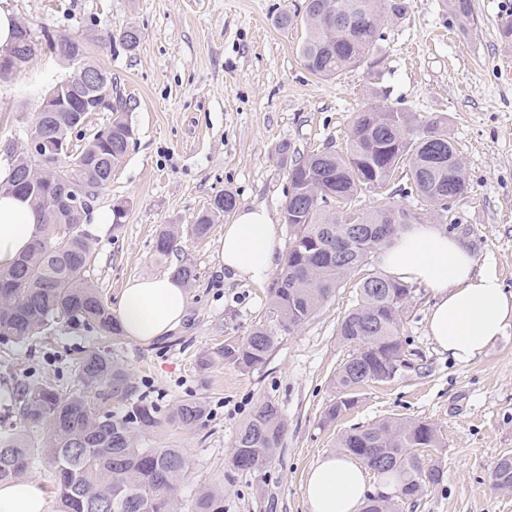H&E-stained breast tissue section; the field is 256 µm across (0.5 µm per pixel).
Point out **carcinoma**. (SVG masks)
<instances>
[{
  "label": "carcinoma",
  "mask_w": 512,
  "mask_h": 512,
  "mask_svg": "<svg viewBox=\"0 0 512 512\" xmlns=\"http://www.w3.org/2000/svg\"><path fill=\"white\" fill-rule=\"evenodd\" d=\"M409 7L410 0H306V37L299 46L304 67L331 77L369 59L378 49L385 19H400ZM322 8L345 24L321 21L317 14ZM448 9L462 26L473 21L470 0H448ZM47 43L67 63L73 47L89 60L79 38L63 45L50 37ZM110 128V138L92 137L80 151L58 159L32 157L22 148L10 155V174L0 182V191L29 198L42 218V231L13 266L0 269V344L5 354L14 345L41 337L55 318L114 339L121 336L102 294L86 276L92 253L91 236L83 229L86 215L69 210L57 194V184L64 179L93 197L112 181L130 133L120 102L112 110ZM75 129L73 113L39 111L25 138L67 139ZM278 154L289 162L283 223L291 228V236L276 274L281 286L270 289L273 324L260 322L245 338L227 339L206 351L198 360L202 369L216 362L242 371L264 364L277 330L289 331L313 318L348 275L366 270L378 250L419 219L418 212L399 206L375 208L354 218L348 210L359 193H384L406 167L417 197L427 203L431 215L445 220L451 197L468 189L448 130L436 121L414 125L410 113L386 105L376 93L356 112L347 151L290 159L284 144ZM236 206L233 192L216 195L192 224V234L207 237L215 220ZM178 234L173 225L161 227L156 257L174 251ZM409 294L407 285L376 272L360 279L357 303L338 328V336L353 352L336 369L337 395L327 410L328 420L358 403V387L391 379L393 365L404 354L400 329ZM72 364L68 390L42 378L13 387L4 410L19 415L22 429L0 431V449L8 450L0 454V482L17 480L44 463L57 487L59 512H180L177 487L188 470L183 451L142 447L138 439L166 422L196 427L204 419V407L185 399L160 414L146 396L136 394L126 369L98 346L81 351ZM110 401L124 405V412L105 408ZM43 425L50 428L51 437L40 443L33 432ZM283 433L278 407L261 404L238 429L235 468L263 471ZM338 447L391 478L398 496L405 499L443 479L442 469L426 465L417 452L442 447L438 429L424 421L389 418L353 428L340 435ZM493 480L512 486V454L497 461ZM195 512H224V494L215 489L200 493Z\"/></svg>",
  "instance_id": "1"
}]
</instances>
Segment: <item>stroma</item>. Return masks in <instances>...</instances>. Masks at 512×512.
<instances>
[{"instance_id":"stroma-1","label":"stroma","mask_w":512,"mask_h":512,"mask_svg":"<svg viewBox=\"0 0 512 512\" xmlns=\"http://www.w3.org/2000/svg\"><path fill=\"white\" fill-rule=\"evenodd\" d=\"M36 41L49 35L84 37L90 59L112 78L135 136L111 182L87 217L92 255L87 276L109 307L128 279L166 274L187 264L197 275L182 325L158 341H111L109 350L161 411L183 399L206 405L201 426L169 425L150 445L179 448L189 469L178 498L193 512L201 489L224 491V512H308L303 484L321 456L337 453L339 435L384 418L427 421L445 445L431 451L443 480L400 501L399 512H512V491L490 475L512 453V325L483 355L461 364L441 352L427 328L430 294L411 288L401 337L410 367L387 382L368 383L358 403L326 421L332 378L352 349L337 334L356 302L357 280L346 279L303 325L279 333L267 362L243 372L198 359L228 338L247 336L268 319V286L232 277L217 263L218 240L233 214L205 239L190 226L211 200L232 191L242 208L264 207L281 241L289 178L277 153L295 156L344 151L355 113L376 88L389 106L447 127L459 149L468 190L451 204L442 228L512 291V42L500 35L512 19V0H471L472 25L458 24L445 0H412L404 18L385 23L377 54L338 76L307 71L298 48L305 37V0H8ZM291 23L281 27L278 18ZM143 37L136 50L120 40L99 48L95 36L128 26ZM70 73L49 50L0 80V144L20 141L43 96ZM123 204L121 224L108 222ZM180 228L167 264L154 258L162 225ZM97 331L60 320L44 338L14 350L0 388L31 376L67 385L74 354L93 346ZM270 402L285 424L282 442L259 473L232 464L236 430Z\"/></svg>"}]
</instances>
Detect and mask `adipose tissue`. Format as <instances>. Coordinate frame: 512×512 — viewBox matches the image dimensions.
<instances>
[{
  "label": "adipose tissue",
  "mask_w": 512,
  "mask_h": 512,
  "mask_svg": "<svg viewBox=\"0 0 512 512\" xmlns=\"http://www.w3.org/2000/svg\"><path fill=\"white\" fill-rule=\"evenodd\" d=\"M39 216L29 198L0 194V268L11 267L40 235ZM281 242L272 214L262 207L237 212L225 225L217 260L239 280L263 285L278 266ZM386 275L430 292L428 331L457 362L484 353L512 323V292L475 256L434 224H419L399 235L381 254ZM187 290L170 276L128 281L115 309L124 336L147 343L175 330L186 314ZM367 490L363 466L345 455L321 457L304 482L310 512H359ZM0 512H48L39 482L0 484Z\"/></svg>",
  "instance_id": "1"
}]
</instances>
